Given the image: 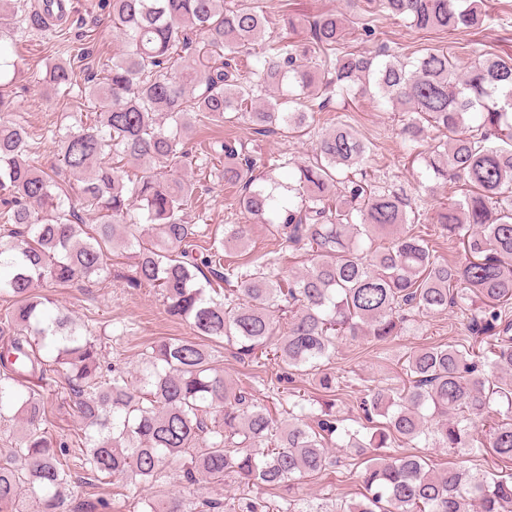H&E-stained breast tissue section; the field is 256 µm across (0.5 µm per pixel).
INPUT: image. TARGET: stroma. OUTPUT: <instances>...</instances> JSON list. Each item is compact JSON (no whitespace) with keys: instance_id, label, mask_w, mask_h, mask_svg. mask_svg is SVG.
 I'll return each mask as SVG.
<instances>
[{"instance_id":"stroma-1","label":"stroma","mask_w":512,"mask_h":512,"mask_svg":"<svg viewBox=\"0 0 512 512\" xmlns=\"http://www.w3.org/2000/svg\"><path fill=\"white\" fill-rule=\"evenodd\" d=\"M269 30L285 34L282 17L286 14L314 16L333 9L344 10L343 0H266ZM66 11L47 31H23L14 35L16 75L5 90L18 102L11 117L25 125L33 135L39 151L35 160L44 169L58 167L48 132L69 124L75 109L92 111L91 102L75 104L33 82L32 77L44 73L47 65L59 59L75 58L74 78L77 83L90 80L98 59L112 56L122 47V37L113 29L106 16L104 0H65ZM483 22L469 32L416 31L400 18L380 14L375 22V34L366 47L370 50L387 48L390 52L411 54L425 47L447 50L459 65H468L475 53L512 56V0H486ZM348 119L358 134L373 146L374 154L368 172L371 178L385 183L397 193L416 199L427 217L416 227L428 239L442 259L456 260L461 252L457 240L449 238L440 225L431 223L430 212L443 203L462 198L463 182L443 185L429 183L422 157L427 144H420L419 154H409L399 130L405 118L389 103H380L367 96H356L348 103L333 102L329 111L316 116L315 128H330L341 119ZM212 136L245 140L249 149L272 160L286 153L305 157L312 147L311 138L292 139L281 133L260 135L244 125L218 127L209 125L197 133L198 139ZM189 179L197 181L208 200L205 208H190V220L206 224L210 233L224 234L230 225L244 222L235 210L240 188L213 181L211 176L188 168ZM118 278L102 284L51 285L39 287V295L49 298L69 310L77 322L93 335L104 337L103 365L136 367L140 355L153 342L172 338H192L187 322L168 317L162 301L154 290L131 287L125 273L135 262L130 250H118ZM469 314L452 309L431 315L410 318L404 329L392 340L375 343L363 338L341 337L330 368L340 381L335 410L347 419L361 417L360 403L366 390L374 387L395 389L403 385L402 362L409 353L427 346L472 340ZM227 378L251 391L257 397L268 394V384L277 367L273 361L240 362L232 350H222L216 360ZM48 410V432L57 438L74 440L81 435L83 424L70 399L61 392L59 373L49 374L45 388ZM360 456H342L341 463L331 473L316 480L305 481L299 497L309 500L331 498L339 501L358 498ZM76 508L111 500L112 512H129L131 503L153 497L154 488L123 481L104 484L77 472L75 477Z\"/></svg>"}]
</instances>
